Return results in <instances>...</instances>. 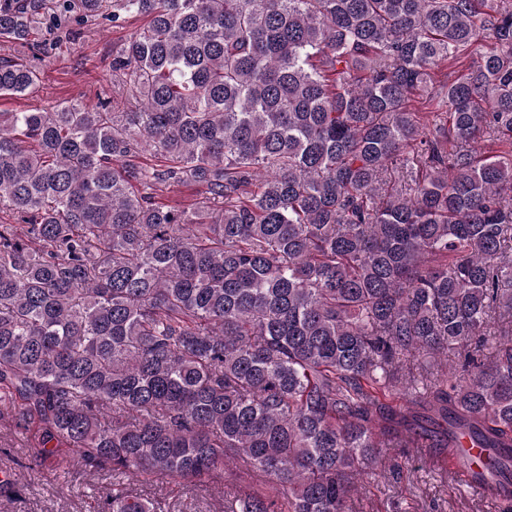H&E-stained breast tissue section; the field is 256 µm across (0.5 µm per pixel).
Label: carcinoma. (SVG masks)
Segmentation results:
<instances>
[{"label":"carcinoma","instance_id":"obj_1","mask_svg":"<svg viewBox=\"0 0 512 512\" xmlns=\"http://www.w3.org/2000/svg\"><path fill=\"white\" fill-rule=\"evenodd\" d=\"M138 16L117 96L0 112V421L99 512L231 459L224 512H352L462 431L512 484V0H0V98ZM205 195V188L198 185L182 186L170 193H164L157 197V201L164 205L175 203L191 204Z\"/></svg>","mask_w":512,"mask_h":512}]
</instances>
